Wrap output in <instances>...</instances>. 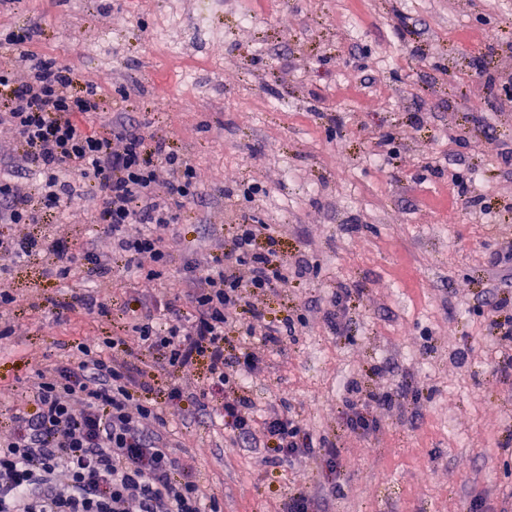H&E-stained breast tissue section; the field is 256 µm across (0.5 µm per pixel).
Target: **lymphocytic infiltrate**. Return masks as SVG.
Masks as SVG:
<instances>
[{"instance_id":"f902f5d3","label":"lymphocytic infiltrate","mask_w":512,"mask_h":512,"mask_svg":"<svg viewBox=\"0 0 512 512\" xmlns=\"http://www.w3.org/2000/svg\"><path fill=\"white\" fill-rule=\"evenodd\" d=\"M32 30L0 34V49L17 55L26 71L0 65V125L13 132L0 144V223L33 224L23 177L36 173L45 207L62 208L86 192L98 202L107 248L76 249L28 236L0 241V262L52 253L59 273L80 262L108 274L114 260L144 280L161 278L171 263L178 210L199 196L191 161L165 139L145 135L143 122L119 121L102 133L84 121L101 109L93 85L71 88L77 72L58 61L28 54ZM266 225L242 216L221 255L187 264L181 282L185 309L156 299L135 307L128 335L76 346L74 360L36 368L23 391L0 392L12 412L0 434V512H222L219 495L197 479L195 458L180 456L169 439V417L220 415L234 437L288 459L309 454L314 438L288 412L261 409L242 394L244 378L260 360L244 350L227 361L224 342L251 308L247 336L279 345L292 323L266 321L251 304L267 290L288 284V261L275 247L259 248ZM160 362L133 372L135 351ZM207 358V387L172 381L163 401L145 391L159 373L189 371Z\"/></svg>"}]
</instances>
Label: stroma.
<instances>
[{
    "mask_svg": "<svg viewBox=\"0 0 512 512\" xmlns=\"http://www.w3.org/2000/svg\"><path fill=\"white\" fill-rule=\"evenodd\" d=\"M196 2L0 0V26L35 28L34 54L96 87L105 109L92 124L147 117L201 193L158 281L120 262L104 278L84 266L50 276L47 252L0 274L16 328L0 343V387L72 357L75 342L124 335L130 307L178 295L184 265L248 211L284 258L319 270L260 297L266 320L310 323L261 348L264 371L243 390L285 404L338 449V468L331 484L316 462L231 443L221 419L170 418L223 512H288L300 491L320 512H469L478 499L512 512V381L495 370L512 341L493 325L512 316L499 304L512 263H493L512 246V0H211L205 39L192 33ZM95 208H42L40 223H0V240L99 239ZM344 289L335 330L326 300ZM94 290L106 317L79 302ZM50 300L68 304L61 319L45 317ZM351 384L394 395L364 434L336 413Z\"/></svg>",
    "mask_w": 512,
    "mask_h": 512,
    "instance_id": "obj_1",
    "label": "stroma"
}]
</instances>
